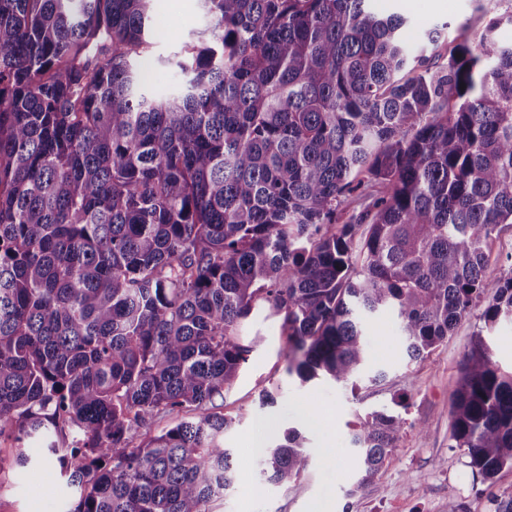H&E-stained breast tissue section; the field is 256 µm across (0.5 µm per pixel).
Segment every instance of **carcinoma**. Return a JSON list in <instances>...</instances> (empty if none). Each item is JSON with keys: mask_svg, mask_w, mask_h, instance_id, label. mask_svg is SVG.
<instances>
[{"mask_svg": "<svg viewBox=\"0 0 512 512\" xmlns=\"http://www.w3.org/2000/svg\"><path fill=\"white\" fill-rule=\"evenodd\" d=\"M199 2L189 78L152 97L153 0H0V441L11 467L40 443L72 512H215L234 483L220 402L260 304L303 383H357L382 311L411 360L484 298L486 328L512 319V276L485 277L512 224V0L434 71L440 29L415 50L370 0ZM451 418L474 475L512 469V371L481 337ZM404 425L361 418L360 482ZM304 448L286 432L262 475L297 480Z\"/></svg>", "mask_w": 512, "mask_h": 512, "instance_id": "obj_1", "label": "carcinoma"}]
</instances>
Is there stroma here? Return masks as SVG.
Wrapping results in <instances>:
<instances>
[{
    "label": "stroma",
    "instance_id": "obj_1",
    "mask_svg": "<svg viewBox=\"0 0 512 512\" xmlns=\"http://www.w3.org/2000/svg\"><path fill=\"white\" fill-rule=\"evenodd\" d=\"M373 9L405 17L404 35L412 44L438 26L445 46L460 26L479 28L486 20L481 0H373ZM150 24L154 51L138 67L146 86L164 94L184 82L171 60L184 42L196 39L206 19L199 0H154ZM481 313L474 308L443 344L417 361L409 359L395 319L381 315L366 332L367 361L386 377L355 389L323 378L303 383L289 375L279 319L266 309L255 311L244 333L261 342L224 394V413L233 420L224 445L233 452L235 475H248L260 492L247 499L233 487L218 502V512H313L321 502L329 512H447L452 497L462 512H495L496 500L512 497V470L500 472L494 484L483 483L451 437L452 397L476 339L484 338L502 371L512 370V321L487 331ZM266 391L274 403H262ZM382 407L402 413L406 425L374 477L352 488V432L360 416ZM260 426L269 443L292 428L305 436L309 466L297 481L277 485L261 476V458L245 441ZM77 498V491L62 483L56 462L41 455L0 479V512H72Z\"/></svg>",
    "mask_w": 512,
    "mask_h": 512
}]
</instances>
